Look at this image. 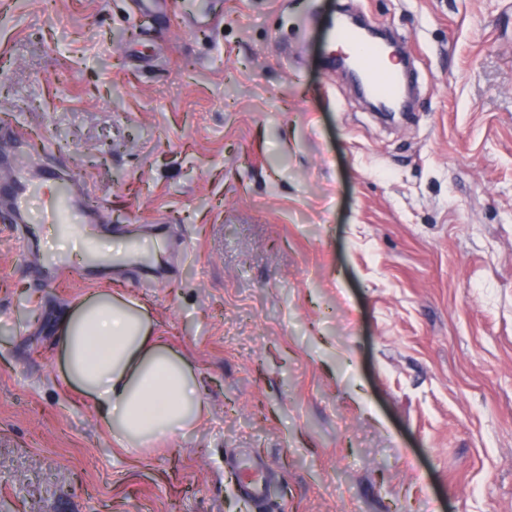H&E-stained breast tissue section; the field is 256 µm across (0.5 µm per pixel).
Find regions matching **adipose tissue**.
<instances>
[{"mask_svg":"<svg viewBox=\"0 0 512 512\" xmlns=\"http://www.w3.org/2000/svg\"><path fill=\"white\" fill-rule=\"evenodd\" d=\"M55 341L64 384L93 405L118 447H154L207 410L185 359L154 336L143 305L121 293L74 305Z\"/></svg>","mask_w":512,"mask_h":512,"instance_id":"1","label":"adipose tissue"}]
</instances>
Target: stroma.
Segmentation results:
<instances>
[{"instance_id":"stroma-1","label":"stroma","mask_w":512,"mask_h":512,"mask_svg":"<svg viewBox=\"0 0 512 512\" xmlns=\"http://www.w3.org/2000/svg\"><path fill=\"white\" fill-rule=\"evenodd\" d=\"M408 49L388 123L327 10ZM0 0V134L95 224L0 206V512H512V0ZM66 253L61 271L45 264ZM146 307L209 414L141 452L60 381L55 325ZM243 491L254 503H263L268 495V483L264 477V464L252 459L243 460L239 466Z\"/></svg>"}]
</instances>
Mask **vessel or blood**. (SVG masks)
Wrapping results in <instances>:
<instances>
[{
  "instance_id": "1",
  "label": "vessel or blood",
  "mask_w": 512,
  "mask_h": 512,
  "mask_svg": "<svg viewBox=\"0 0 512 512\" xmlns=\"http://www.w3.org/2000/svg\"><path fill=\"white\" fill-rule=\"evenodd\" d=\"M331 36L344 43L356 44L361 48L355 57V64L362 72L365 85L371 95L382 100L398 99L402 93L403 83L397 71L385 65V52L375 43L361 41L358 32L342 23H330ZM17 171L11 180L0 182V198L10 204L11 221L15 224H30L34 218L27 209V201L34 193L40 192L42 186L54 183L53 206L42 217V223L52 225L58 232H69L67 214L70 209L83 203L76 195L69 179L57 175L50 168L38 161L17 162ZM240 483L250 500L264 502L268 495V484L264 477V465L261 462L246 459L239 465Z\"/></svg>"
}]
</instances>
